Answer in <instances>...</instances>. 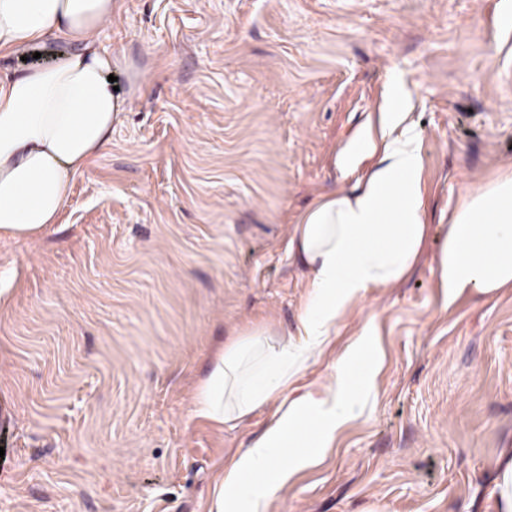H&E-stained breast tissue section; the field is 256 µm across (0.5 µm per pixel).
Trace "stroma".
I'll list each match as a JSON object with an SVG mask.
<instances>
[{"label": "stroma", "mask_w": 512, "mask_h": 512, "mask_svg": "<svg viewBox=\"0 0 512 512\" xmlns=\"http://www.w3.org/2000/svg\"><path fill=\"white\" fill-rule=\"evenodd\" d=\"M512 0H113L100 45L126 112L35 241L0 240V512H211L273 406L190 417L214 347L296 336L301 214L350 192L335 155L409 94L427 246L337 323L297 392L364 327L373 409L266 512H496L512 448V290L447 299L437 256L468 190L512 170ZM499 475L491 490L498 512L512 511V448L503 452L498 462Z\"/></svg>", "instance_id": "35a3bbf8"}]
</instances>
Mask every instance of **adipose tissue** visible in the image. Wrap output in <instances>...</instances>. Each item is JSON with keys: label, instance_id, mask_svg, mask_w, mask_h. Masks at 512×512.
I'll list each match as a JSON object with an SVG mask.
<instances>
[{"label": "adipose tissue", "instance_id": "ef3b65f1", "mask_svg": "<svg viewBox=\"0 0 512 512\" xmlns=\"http://www.w3.org/2000/svg\"><path fill=\"white\" fill-rule=\"evenodd\" d=\"M112 0H0V58L50 40L67 42L47 63L0 71V237H40L56 223L73 180L109 144L125 101L108 77L112 52L97 34ZM393 82L378 123L363 124L335 158L357 173L377 163L351 193L319 199L295 224L288 254L311 286L297 337L245 332L219 345L195 386L192 416L234 422L274 405L271 424L230 466L213 512H265L295 462H317L343 426L366 411L381 360L376 336L356 337L333 366L330 385L292 395L290 387L329 346L336 324L370 289L403 282L428 238L417 134ZM448 297L512 288V173L470 193L454 213L437 258Z\"/></svg>", "mask_w": 512, "mask_h": 512}]
</instances>
